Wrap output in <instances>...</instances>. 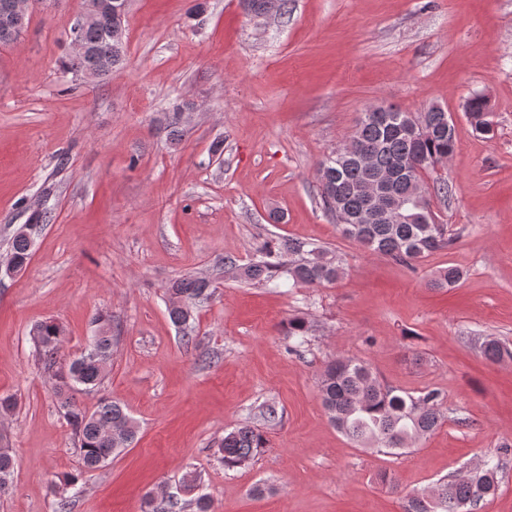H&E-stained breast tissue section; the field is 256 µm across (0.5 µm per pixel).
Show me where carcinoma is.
<instances>
[{
	"label": "carcinoma",
	"instance_id": "cac0c4a2",
	"mask_svg": "<svg viewBox=\"0 0 512 512\" xmlns=\"http://www.w3.org/2000/svg\"><path fill=\"white\" fill-rule=\"evenodd\" d=\"M113 0H84V12L95 16L94 23L81 32L82 50L61 63L65 73L81 78L105 79L124 60L122 35L112 34ZM255 14L286 13L288 0H246ZM467 117L475 132L485 139L494 132L492 111L486 97L473 93L466 102ZM444 112L432 105L415 115L389 105H373L359 119L349 148L331 151L317 163L320 174L319 196L326 212L336 218L342 234L363 248L386 255L411 266L433 252L449 248L454 239L448 225L436 222L430 202L409 209L403 219L392 222L367 218L362 214V190L399 168L407 173L390 181L391 197L400 199L411 189L416 173H426L444 164L456 149V133L438 131ZM43 221L37 214L33 222L22 224L12 234L9 260L24 269L31 255L35 236ZM224 272L244 282L270 284L275 288H319L332 284L342 273L340 259L314 242L281 238L259 250L258 259L240 265L224 259ZM462 278L455 266L437 271L431 280L434 288H451ZM216 286L206 277L177 279L167 288L168 314L173 324L192 328L197 305L209 300ZM91 342L79 356L62 362L58 359L63 338L62 326L53 319L35 324L31 340L44 368L55 377L54 389L59 407L77 439L81 460L80 473L65 475L51 482V492L60 496L59 512H65L69 500L80 491V476L105 467L113 457L130 447L137 430L132 417L116 401L102 399L92 413L74 401L76 392H91L103 383L117 337L112 334V316L99 313L92 319ZM311 325L303 318L288 320L287 336L291 351L300 355L308 344ZM485 359L499 362L512 357V350L492 336L476 339ZM319 390L330 422L336 429L361 447L385 450L402 455L408 447L433 434L446 422L442 409L444 397L437 389L408 392L383 384L365 361L338 358L320 374ZM266 447L263 434L255 427L243 425L224 434L219 444L224 466L235 468L250 463ZM512 454V444H503L489 457L458 475L440 480L423 493L403 497V512H460L466 505L475 512L481 502L498 487L500 462ZM16 466L12 449L0 445V494L11 484ZM147 512H213L212 499L205 493L181 503L169 499L160 503L150 498Z\"/></svg>",
	"mask_w": 512,
	"mask_h": 512
}]
</instances>
